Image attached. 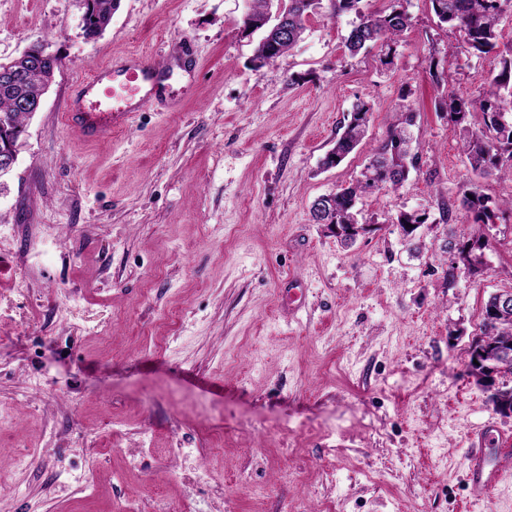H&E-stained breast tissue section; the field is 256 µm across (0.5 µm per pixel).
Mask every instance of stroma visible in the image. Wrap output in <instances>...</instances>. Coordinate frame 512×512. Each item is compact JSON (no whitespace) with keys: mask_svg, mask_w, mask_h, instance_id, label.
<instances>
[{"mask_svg":"<svg viewBox=\"0 0 512 512\" xmlns=\"http://www.w3.org/2000/svg\"><path fill=\"white\" fill-rule=\"evenodd\" d=\"M402 4L394 45L350 54L351 17L314 15L257 69L248 0H118L91 40L84 0H0V62L60 59L0 181V512H512V477L488 500L467 477L480 428L512 440L468 372L486 301L512 288V210L482 228L484 270L445 280L463 195L506 200L512 180L477 179L434 110L477 97L496 59L449 52L429 0ZM127 52L179 107L85 142L65 100ZM361 101L365 138L323 168ZM402 105L420 167L362 198L370 230L344 244L311 205Z\"/></svg>","mask_w":512,"mask_h":512,"instance_id":"obj_1","label":"stroma"}]
</instances>
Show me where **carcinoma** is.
<instances>
[{
  "mask_svg": "<svg viewBox=\"0 0 512 512\" xmlns=\"http://www.w3.org/2000/svg\"><path fill=\"white\" fill-rule=\"evenodd\" d=\"M273 0H250L243 19L244 31L262 32L251 62L264 67L291 50L303 37L309 16L328 9L331 17L352 13L355 21L345 39V47L355 55L380 40L396 41L411 25L401 0H389L383 10L366 11L363 0H284L282 11L288 13V37L272 30ZM440 25L458 33L457 48L474 56L495 53L497 66L482 79V90L474 99L448 95L446 116L453 131L459 134V149L473 172L483 178L512 177V44L498 45V27L507 13H512V0H429ZM117 0H85L83 32L88 39L102 34L112 20ZM59 59L46 57L34 77L23 76L14 84H0V118L7 130L0 131V150L17 144L26 131L30 116L15 109V99L33 97L50 85ZM372 116V108L357 103L350 119L336 137L323 165L335 167L352 153L362 141ZM414 113L399 108L393 115L386 138L374 156L364 165L360 177L347 186L325 196L320 212L311 210L316 224H334L332 232L343 241H354L359 231H367L358 223V201L381 188L399 189L410 170L420 166L419 144L411 132ZM463 206L475 224H492L503 207L512 209V200H495L474 183L464 196ZM484 340L504 345L512 340V319L493 321L489 306H484L480 325Z\"/></svg>",
  "mask_w": 512,
  "mask_h": 512,
  "instance_id": "cac0c4a2",
  "label": "carcinoma"
}]
</instances>
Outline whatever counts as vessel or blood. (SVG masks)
<instances>
[{
	"label": "vessel or blood",
	"mask_w": 512,
	"mask_h": 512,
	"mask_svg": "<svg viewBox=\"0 0 512 512\" xmlns=\"http://www.w3.org/2000/svg\"><path fill=\"white\" fill-rule=\"evenodd\" d=\"M158 84V68L143 56L131 55L96 69L92 78L81 81L66 105L64 120L83 138L98 139L124 127L136 112L152 104ZM467 470L473 497L487 499L512 475V464L502 461L488 467L482 449L474 448Z\"/></svg>",
	"instance_id": "obj_1"
}]
</instances>
